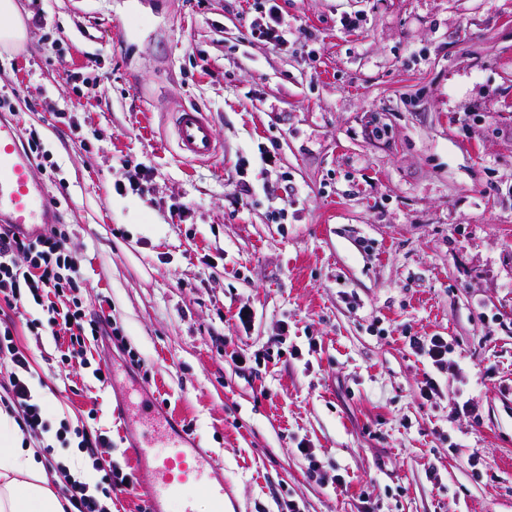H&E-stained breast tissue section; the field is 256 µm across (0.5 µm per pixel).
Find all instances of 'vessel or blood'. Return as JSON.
<instances>
[{"mask_svg": "<svg viewBox=\"0 0 512 512\" xmlns=\"http://www.w3.org/2000/svg\"><path fill=\"white\" fill-rule=\"evenodd\" d=\"M178 147L187 160H208L217 154L215 131L205 112L187 107L174 115ZM20 129L14 122L0 119V223L35 235L57 223V206L44 185L35 179L30 155L19 142ZM125 454L150 474L149 497L154 508L176 499L180 512H195L194 500L184 489L200 488L224 510V480L216 473L213 453L199 447L189 431H166L160 440L141 436L131 440Z\"/></svg>", "mask_w": 512, "mask_h": 512, "instance_id": "vessel-or-blood-1", "label": "vessel or blood"}]
</instances>
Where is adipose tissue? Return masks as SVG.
I'll return each mask as SVG.
<instances>
[{"instance_id": "1", "label": "adipose tissue", "mask_w": 512, "mask_h": 512, "mask_svg": "<svg viewBox=\"0 0 512 512\" xmlns=\"http://www.w3.org/2000/svg\"><path fill=\"white\" fill-rule=\"evenodd\" d=\"M9 421L0 411V512H64L37 449L14 446Z\"/></svg>"}]
</instances>
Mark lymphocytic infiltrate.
<instances>
[{
    "label": "lymphocytic infiltrate",
    "mask_w": 512,
    "mask_h": 512,
    "mask_svg": "<svg viewBox=\"0 0 512 512\" xmlns=\"http://www.w3.org/2000/svg\"><path fill=\"white\" fill-rule=\"evenodd\" d=\"M261 17L252 25L250 37L272 47L288 41V25L277 4V0H261ZM65 234L60 225H48L46 231L36 237H28L0 229V301L17 303L23 293H30L37 304L47 307V325L53 337L66 334L70 344L62 356L64 365H73L81 359L80 346L84 335H100L101 320L84 319L81 313L61 311L52 296L63 293L64 289L76 290L82 285L80 264L77 258L66 252ZM11 325L0 328V361L10 364L7 389L10 403L16 409L17 423L27 431L42 427L40 407L34 401L32 388L26 378L28 361L16 348ZM126 474L114 471L102 477L95 490H88L86 484L70 479L65 491L72 512H108L104 503L114 491L125 488Z\"/></svg>",
    "instance_id": "obj_1"
}]
</instances>
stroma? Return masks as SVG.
<instances>
[{
	"mask_svg": "<svg viewBox=\"0 0 512 512\" xmlns=\"http://www.w3.org/2000/svg\"><path fill=\"white\" fill-rule=\"evenodd\" d=\"M278 4L272 48L253 0H17L0 95L80 261L58 304L112 327L62 368L41 307L0 302L48 426L18 444L98 427L84 466L133 472L151 392L215 453L224 512H512V0ZM185 107L214 159H181ZM434 335L455 353L426 400L408 339ZM261 18L250 29L253 40L276 48L288 42V24L279 10L276 0L259 2ZM178 147L186 160H208L217 154L215 131L205 112L187 107L175 112ZM106 431L102 429H91L83 427L81 430L75 432L76 436L80 439L78 448L87 453L90 457L93 456L99 448H108L112 445V437L106 435Z\"/></svg>",
	"mask_w": 512,
	"mask_h": 512,
	"instance_id": "obj_1",
	"label": "stroma"
}]
</instances>
